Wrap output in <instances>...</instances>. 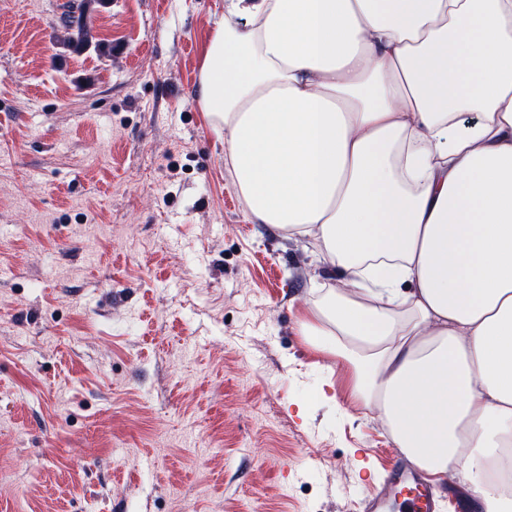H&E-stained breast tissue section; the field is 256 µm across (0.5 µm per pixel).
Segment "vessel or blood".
I'll return each instance as SVG.
<instances>
[{
	"instance_id": "obj_1",
	"label": "vessel or blood",
	"mask_w": 512,
	"mask_h": 512,
	"mask_svg": "<svg viewBox=\"0 0 512 512\" xmlns=\"http://www.w3.org/2000/svg\"><path fill=\"white\" fill-rule=\"evenodd\" d=\"M364 512H439V501L420 473L399 462L384 484L375 487Z\"/></svg>"
}]
</instances>
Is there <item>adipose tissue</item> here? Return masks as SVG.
I'll return each instance as SVG.
<instances>
[{"label":"adipose tissue","mask_w":512,"mask_h":512,"mask_svg":"<svg viewBox=\"0 0 512 512\" xmlns=\"http://www.w3.org/2000/svg\"><path fill=\"white\" fill-rule=\"evenodd\" d=\"M197 84L249 215L339 283L304 343L419 471L512 512V0H224Z\"/></svg>","instance_id":"adipose-tissue-1"}]
</instances>
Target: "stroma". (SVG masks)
Returning <instances> with one entry per match:
<instances>
[{"mask_svg":"<svg viewBox=\"0 0 512 512\" xmlns=\"http://www.w3.org/2000/svg\"><path fill=\"white\" fill-rule=\"evenodd\" d=\"M66 2L0 0V512H361L389 434L195 99L224 0ZM62 23L69 30L68 41L77 47H87L91 43L90 31L87 26V17L84 11L78 16L64 12L62 15Z\"/></svg>","mask_w":512,"mask_h":512,"instance_id":"35a3bbf8","label":"stroma"}]
</instances>
